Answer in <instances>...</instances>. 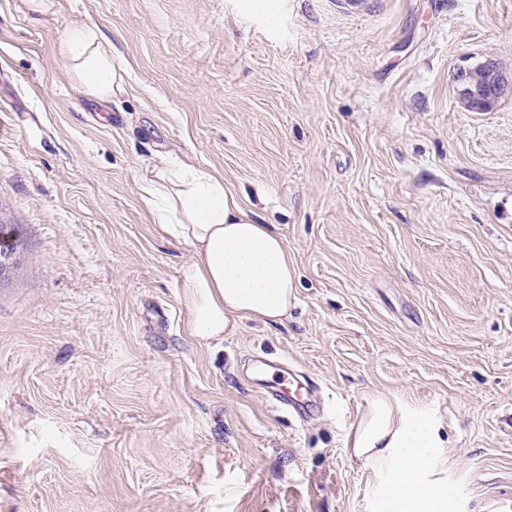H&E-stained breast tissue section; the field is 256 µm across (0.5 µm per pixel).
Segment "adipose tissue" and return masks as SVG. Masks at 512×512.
Here are the masks:
<instances>
[{
	"label": "adipose tissue",
	"instance_id": "obj_1",
	"mask_svg": "<svg viewBox=\"0 0 512 512\" xmlns=\"http://www.w3.org/2000/svg\"><path fill=\"white\" fill-rule=\"evenodd\" d=\"M61 52L88 95L107 98L119 86L112 45L96 24L69 29ZM139 195L155 223L192 251L181 274L190 336L218 343L239 319L275 323L287 316L296 274L288 246L269 225L248 216L222 176L165 164L141 180ZM440 446L432 415L393 411L379 397L354 437L353 453L364 466L386 474L382 491L388 512H448L452 488L427 479Z\"/></svg>",
	"mask_w": 512,
	"mask_h": 512
}]
</instances>
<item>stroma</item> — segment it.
<instances>
[{
	"label": "stroma",
	"mask_w": 512,
	"mask_h": 512,
	"mask_svg": "<svg viewBox=\"0 0 512 512\" xmlns=\"http://www.w3.org/2000/svg\"><path fill=\"white\" fill-rule=\"evenodd\" d=\"M238 2L0 0V512H385L351 451L378 395L438 420L449 512L512 479V96L469 112L454 82L512 73V0H272L271 28ZM88 22L103 101L60 53ZM169 159L285 239L282 323L189 335L191 250L138 194ZM64 61L88 95L108 98L121 76L112 65V44L94 23L69 29L61 43Z\"/></svg>",
	"instance_id": "35a3bbf8"
}]
</instances>
